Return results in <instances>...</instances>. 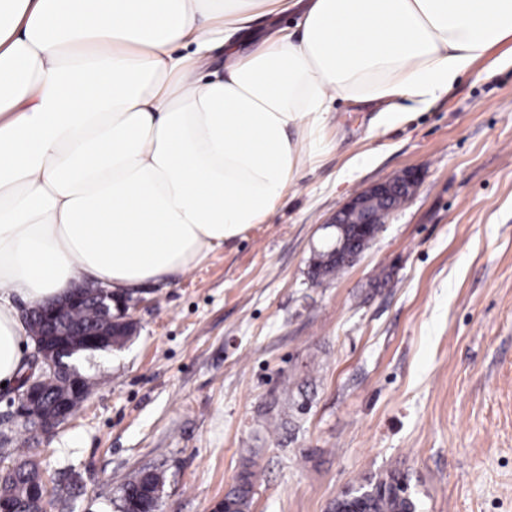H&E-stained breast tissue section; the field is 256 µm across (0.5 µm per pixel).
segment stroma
<instances>
[{
  "label": "stroma",
  "mask_w": 512,
  "mask_h": 512,
  "mask_svg": "<svg viewBox=\"0 0 512 512\" xmlns=\"http://www.w3.org/2000/svg\"><path fill=\"white\" fill-rule=\"evenodd\" d=\"M376 111L331 104L268 220L142 289L136 335L81 357L92 392L35 451L78 476L52 512H117L143 468L161 512H217L245 474L249 512H328L391 474L417 512H512V62L391 129ZM408 169L413 197L312 283L337 210ZM346 264L336 260L332 254L327 253V248L320 250L314 255L310 267V277L316 283H320L325 278L335 276L340 273Z\"/></svg>",
  "instance_id": "stroma-1"
}]
</instances>
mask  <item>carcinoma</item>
<instances>
[{"mask_svg": "<svg viewBox=\"0 0 512 512\" xmlns=\"http://www.w3.org/2000/svg\"><path fill=\"white\" fill-rule=\"evenodd\" d=\"M345 264L320 250L314 255L310 267V277L319 283L325 278L340 273ZM97 313L91 305L79 308L72 317L77 328L90 330L96 321ZM16 458L13 468L0 469V499L6 501L13 512H40L42 506L51 507L54 499H46L45 504L31 501L28 490L32 486L46 488L47 479L40 463L31 453L29 439L25 438L14 449ZM163 476L155 471L143 470L123 484L120 490L119 512H153L157 507L155 493L163 490ZM252 498V483L249 475L241 477V482L224 496L222 512H249ZM330 512H415V504L406 495V489L394 476L367 483L359 488L342 493L330 507Z\"/></svg>", "mask_w": 512, "mask_h": 512, "instance_id": "cac0c4a2", "label": "carcinoma"}]
</instances>
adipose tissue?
Here are the masks:
<instances>
[{
    "mask_svg": "<svg viewBox=\"0 0 512 512\" xmlns=\"http://www.w3.org/2000/svg\"><path fill=\"white\" fill-rule=\"evenodd\" d=\"M510 39L512 0H0V383L16 299L186 273L267 221L332 102L390 127Z\"/></svg>",
    "mask_w": 512,
    "mask_h": 512,
    "instance_id": "ef3b65f1",
    "label": "adipose tissue"
}]
</instances>
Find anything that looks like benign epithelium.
<instances>
[{"label":"benign epithelium","instance_id":"1","mask_svg":"<svg viewBox=\"0 0 512 512\" xmlns=\"http://www.w3.org/2000/svg\"><path fill=\"white\" fill-rule=\"evenodd\" d=\"M416 184L415 175L409 171L373 184L353 196L336 213L329 227L352 224L358 236L370 240L378 234L376 225L384 223L385 216L395 208L394 201L409 199ZM140 302L141 299L133 297L131 293L122 295L109 288L87 285L74 288L55 301L28 308L25 320L39 318L55 330V335L68 336L72 314L84 304L91 303L99 309L104 327L87 333L84 342L78 347L62 341L53 346L35 341L32 368L24 376L23 389L16 391L15 399L10 401L14 409L7 413L3 421L13 426L36 421L45 434H51L64 426L70 419L71 401L89 394L87 380L72 362L73 357L82 351L112 350V324L131 321L127 312ZM62 372L69 374L70 395L56 401L51 411L47 412L43 397L46 389Z\"/></svg>","mask_w":512,"mask_h":512}]
</instances>
